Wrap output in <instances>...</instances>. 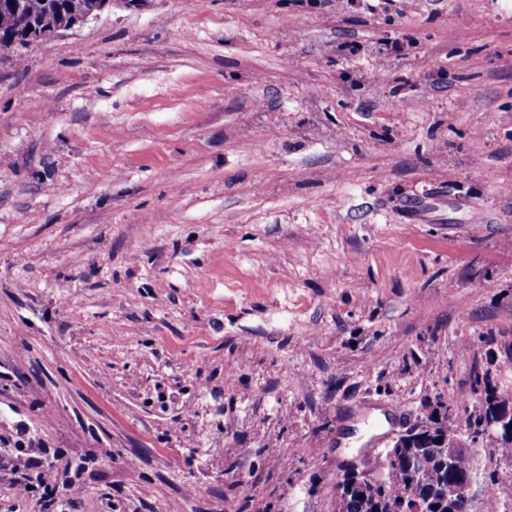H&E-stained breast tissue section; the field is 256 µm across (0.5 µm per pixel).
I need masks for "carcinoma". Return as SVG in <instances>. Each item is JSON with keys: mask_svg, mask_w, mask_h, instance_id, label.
<instances>
[{"mask_svg": "<svg viewBox=\"0 0 512 512\" xmlns=\"http://www.w3.org/2000/svg\"><path fill=\"white\" fill-rule=\"evenodd\" d=\"M94 0H0V44L7 43L14 33L17 22L24 18L39 26L50 28L59 23L63 15L72 10L90 7ZM485 413L512 406V394L487 393ZM482 416H467L460 420L458 407L453 413H434L430 416V427L434 436L446 430L455 431L458 436L468 435L471 440L479 436ZM422 455L418 471L411 472L399 463L392 466L383 476L382 484L367 485L359 494L349 498L346 512H392L401 500L411 503L416 499L430 501L429 512H448V499L444 489L470 474V453L465 442H460L453 465L443 458L437 446L419 449Z\"/></svg>", "mask_w": 512, "mask_h": 512, "instance_id": "cac0c4a2", "label": "carcinoma"}]
</instances>
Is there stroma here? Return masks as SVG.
I'll list each match as a JSON object with an SVG mask.
<instances>
[{"label": "stroma", "mask_w": 512, "mask_h": 512, "mask_svg": "<svg viewBox=\"0 0 512 512\" xmlns=\"http://www.w3.org/2000/svg\"><path fill=\"white\" fill-rule=\"evenodd\" d=\"M512 393V0H141L0 58V512H336ZM472 512H512L478 440ZM64 457L62 452H54L53 458L45 456H29L26 466L36 470V480L49 494L55 497L60 512H79L80 501L78 487L72 479L60 480V464Z\"/></svg>", "instance_id": "35a3bbf8"}]
</instances>
